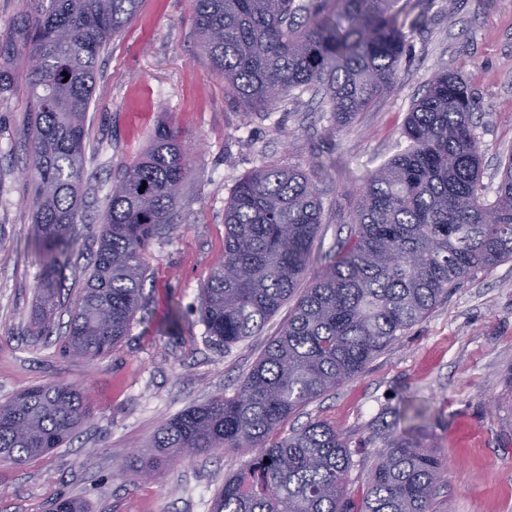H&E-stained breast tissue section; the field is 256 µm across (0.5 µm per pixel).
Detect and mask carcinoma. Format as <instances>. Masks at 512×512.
Returning <instances> with one entry per match:
<instances>
[{"instance_id": "1", "label": "carcinoma", "mask_w": 512, "mask_h": 512, "mask_svg": "<svg viewBox=\"0 0 512 512\" xmlns=\"http://www.w3.org/2000/svg\"><path fill=\"white\" fill-rule=\"evenodd\" d=\"M20 2L17 24L0 35V62L26 68L31 88L25 137L44 267L32 335L48 336L55 274L76 243L90 191L86 120L98 61L142 0ZM397 2L192 0L200 48L228 95L264 112L294 91L310 92L338 128L396 82L406 38ZM480 107L462 77L446 70L433 76L404 121L408 147L352 189L354 233L312 276L324 202L311 177L264 163L238 180L224 206V262L201 289L206 336L228 350L298 299L235 392L165 422L151 444L157 454L130 456L124 473L147 477L189 454L240 450L251 454L248 465L224 480L212 512H430L447 468L419 442L422 410L414 409L406 430L390 432L358 502L346 494L352 455L335 428L311 422L287 435L281 428L302 406L357 377L448 290L512 260V155L500 164L495 201L485 203L474 122ZM189 161L177 131L161 126L112 182L68 322V351L99 360L126 335L142 298L146 255L177 223ZM90 415L91 400L77 384L20 392L0 405V461L48 455ZM51 512L85 506L58 498Z\"/></svg>"}]
</instances>
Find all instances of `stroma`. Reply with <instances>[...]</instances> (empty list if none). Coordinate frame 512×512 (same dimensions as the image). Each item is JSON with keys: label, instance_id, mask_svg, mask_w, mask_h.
I'll return each instance as SVG.
<instances>
[{"label": "stroma", "instance_id": "1", "mask_svg": "<svg viewBox=\"0 0 512 512\" xmlns=\"http://www.w3.org/2000/svg\"><path fill=\"white\" fill-rule=\"evenodd\" d=\"M406 55L394 88L355 122L334 128L311 95H290L250 116L224 92L202 53L191 0H143L137 17L98 63L87 119L85 171L95 189L87 226L56 279L60 307L50 336L31 333L43 264L33 234L24 133L31 98L24 69L10 65L0 93V403L53 382L84 385L94 407L51 455L0 463V512H49L73 496L88 512H210L226 477L247 455L198 453L146 479L122 476L147 453L160 425L191 404L233 394L287 320L231 349L209 343L197 306L224 259V205L260 163L315 174L327 215L310 254L330 263L351 232L350 182L406 148L401 128L436 72L457 73L481 98L480 194L494 201L499 164L512 155V0H398ZM193 148L176 228L147 255L143 297L127 336L105 359L67 355L64 336L96 249L101 205L126 164L161 125ZM425 408L421 442L447 463L433 512H512V261L478 272L371 359L355 379L306 404L283 425L334 426L349 444L347 493L359 497L386 444L379 415L400 402Z\"/></svg>", "mask_w": 512, "mask_h": 512}]
</instances>
